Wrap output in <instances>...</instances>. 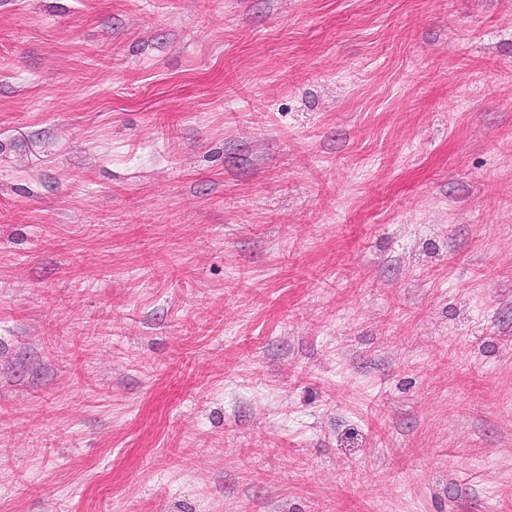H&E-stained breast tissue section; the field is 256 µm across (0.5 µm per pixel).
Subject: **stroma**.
Wrapping results in <instances>:
<instances>
[{
    "label": "stroma",
    "mask_w": 512,
    "mask_h": 512,
    "mask_svg": "<svg viewBox=\"0 0 512 512\" xmlns=\"http://www.w3.org/2000/svg\"><path fill=\"white\" fill-rule=\"evenodd\" d=\"M0 512H512V0H0Z\"/></svg>",
    "instance_id": "35a3bbf8"
}]
</instances>
